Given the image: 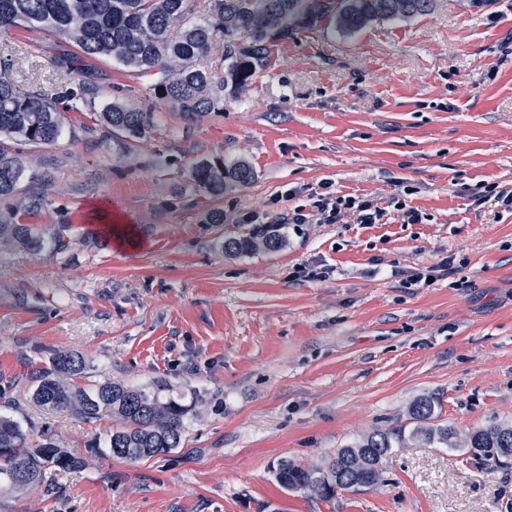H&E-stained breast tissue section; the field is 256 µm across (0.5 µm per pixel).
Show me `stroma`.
Instances as JSON below:
<instances>
[{
	"instance_id": "obj_1",
	"label": "stroma",
	"mask_w": 512,
	"mask_h": 512,
	"mask_svg": "<svg viewBox=\"0 0 512 512\" xmlns=\"http://www.w3.org/2000/svg\"><path fill=\"white\" fill-rule=\"evenodd\" d=\"M59 56L100 101L162 121L130 143L71 112L54 144L13 145L52 177L28 224L67 247L0 246V413L75 454L105 438L110 414L83 422L31 400L27 374L59 349L90 358L87 383L163 378L191 411L180 448L0 492V512H512V468L437 442L405 441L381 484L330 499L276 480L281 462L318 466L372 430H412L422 396L461 437L512 423V212L474 193L512 188V0H436L355 32L325 12L193 121L113 59L0 29V77L22 91L65 95ZM237 158L255 171L246 186L213 197L187 180ZM324 186L375 202L381 222L282 224ZM254 215L281 224L280 249L225 254ZM446 257L456 274L409 283Z\"/></svg>"
}]
</instances>
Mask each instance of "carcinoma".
<instances>
[{
	"label": "carcinoma",
	"mask_w": 512,
	"mask_h": 512,
	"mask_svg": "<svg viewBox=\"0 0 512 512\" xmlns=\"http://www.w3.org/2000/svg\"><path fill=\"white\" fill-rule=\"evenodd\" d=\"M336 18L346 31H356L375 20H400L426 15L434 0H334ZM330 7L326 0H211L198 15L197 0H0V29L36 27L74 44L89 58L117 59L125 68L156 77L148 97L167 103L186 119L200 118L224 105V91H244L266 68L270 46L293 29L310 23L315 10ZM217 56L224 79L200 62ZM93 114L108 133L127 140L149 137L158 124L150 111L120 101L101 103L96 87L83 81L62 98L46 91L21 92L0 79V198H17L15 206L0 213V239L39 247L33 228L18 222L47 204V174L5 153L1 139L32 145H51L62 134L65 113ZM41 189L18 196L23 179ZM255 179L244 160L198 163L191 180L203 191L220 196ZM283 237L275 224H261L243 238L224 241V252L240 254L258 246L276 251ZM91 370L77 351H51L44 365L31 374L32 399L41 406L66 410L75 418L93 422L102 411L115 419L102 450L80 456L51 438H31L21 422L0 414V490L22 491L46 483L47 474L82 470L104 456L137 462L166 454L182 444L190 406L173 395L159 378L146 388L105 381L91 388L74 377ZM437 398L422 397L409 409L416 421L411 435L426 442L456 447V433L431 423ZM402 428L374 430L336 449L321 466L309 468L285 461L276 479L288 489L332 498L336 490L374 487L381 483L383 460L403 441ZM463 445L475 458L495 468L512 467V424H492L466 435Z\"/></svg>",
	"instance_id": "obj_1"
}]
</instances>
